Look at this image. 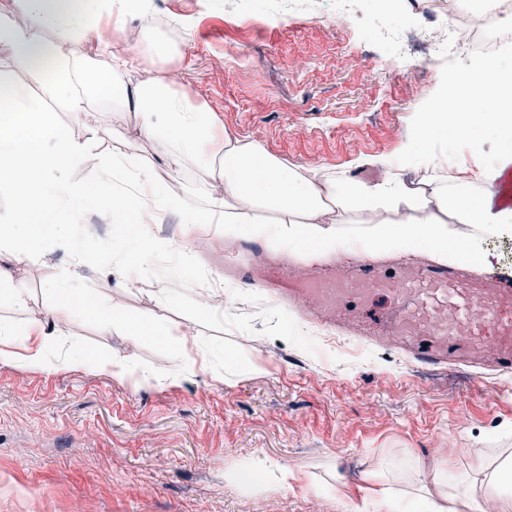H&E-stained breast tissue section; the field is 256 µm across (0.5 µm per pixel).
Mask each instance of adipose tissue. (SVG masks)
I'll list each match as a JSON object with an SVG mask.
<instances>
[{
  "label": "adipose tissue",
  "instance_id": "obj_1",
  "mask_svg": "<svg viewBox=\"0 0 512 512\" xmlns=\"http://www.w3.org/2000/svg\"><path fill=\"white\" fill-rule=\"evenodd\" d=\"M112 5L113 0H9L0 12V48L9 52L8 68L0 70V186L15 193L0 231L18 237L15 260L39 250L57 214L74 219L82 213L86 187L60 177L59 171L83 166L97 140L92 132L74 137L52 122L42 100L9 82L8 69L20 68L54 73L53 93L80 126L88 128L95 97L111 101L117 110L136 112L143 134L159 145L169 168L194 167L204 186L222 189L204 205L188 192L162 194L151 167L139 158L105 155L99 159L101 191L113 223L151 224L157 211L169 210L190 226L220 224L225 237H252L279 252H303L313 261L356 252L371 258L424 252L443 264L494 272L488 243L512 237V205L497 186L498 178L512 171V67L478 58L439 92L405 143L411 158L434 148L425 175L407 176L402 166L379 157L374 164L383 168V176L356 181L288 164L261 144L227 130L214 112L189 98L168 70L126 82L142 55L117 43H100L102 55L111 60V81L88 87L87 63L65 57L58 43L97 33ZM48 31L55 32V39H45ZM474 99L495 105L477 123L462 110ZM479 125L497 141L495 155L474 177L463 169L449 170V140L477 144ZM264 212L270 220H261ZM55 296L44 317L25 320L17 328L0 324V335L17 339L16 345L0 346L1 363L51 367L49 354L58 338L48 332V322L68 321L80 311L134 341L151 335L199 348L177 326L137 325L121 309L98 308L68 288L56 289ZM371 480L359 496L348 498L345 512H484L487 501L494 502L497 512H512L508 449L466 473L453 474L444 462L386 463Z\"/></svg>",
  "mask_w": 512,
  "mask_h": 512
}]
</instances>
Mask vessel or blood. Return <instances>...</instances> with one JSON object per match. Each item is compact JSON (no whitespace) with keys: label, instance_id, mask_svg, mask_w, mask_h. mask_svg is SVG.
<instances>
[{"label":"vessel or blood","instance_id":"1","mask_svg":"<svg viewBox=\"0 0 512 512\" xmlns=\"http://www.w3.org/2000/svg\"><path fill=\"white\" fill-rule=\"evenodd\" d=\"M224 268L242 282L264 283L292 311L330 321L347 299L361 307L389 299L370 339L392 337L428 367L464 362L512 370V277L489 280L454 267L410 264L388 276L361 260L348 274L334 266L299 279L288 265L252 269L245 248L225 252Z\"/></svg>","mask_w":512,"mask_h":512}]
</instances>
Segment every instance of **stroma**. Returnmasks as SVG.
Returning <instances> with one entry per match:
<instances>
[{
    "mask_svg": "<svg viewBox=\"0 0 512 512\" xmlns=\"http://www.w3.org/2000/svg\"><path fill=\"white\" fill-rule=\"evenodd\" d=\"M146 11L180 29L141 31L144 64L131 81L172 70L226 129L290 164L358 181L381 177L374 158L404 161L418 113L472 60L458 53L438 66L420 54L393 57L376 34L383 19L371 0H354L342 23L336 0H318L316 15L279 27L225 10L224 0H147ZM141 14L126 8L103 21L98 37L61 42L60 50L105 77L99 38L127 44ZM159 44L171 55L163 65L154 61ZM9 78L84 136L54 95L53 76L17 69ZM91 110L97 153L136 155L167 188L191 182V172L167 168L134 113L99 100ZM64 174L87 186V206L41 252L10 265L0 322L41 315L63 283L100 307L195 334L208 362L188 365L173 383H141V368L178 364L177 343H134L77 314L53 328L67 342L62 364H0V512H341V496L357 495L367 473L389 459L446 460L463 472L512 448V377L479 379L463 366L430 372L392 344L331 331L265 288L225 277L223 225L188 237L181 217L165 212L135 237L101 205L96 160ZM205 277L234 296L223 319L198 306ZM12 284L26 288L24 307L9 301ZM104 355L131 357L129 377L97 370ZM247 465L266 470L263 491L229 483ZM282 465L300 477L293 490L277 486Z\"/></svg>",
    "mask_w": 512,
    "mask_h": 512,
    "instance_id": "35a3bbf8",
    "label": "stroma"
}]
</instances>
